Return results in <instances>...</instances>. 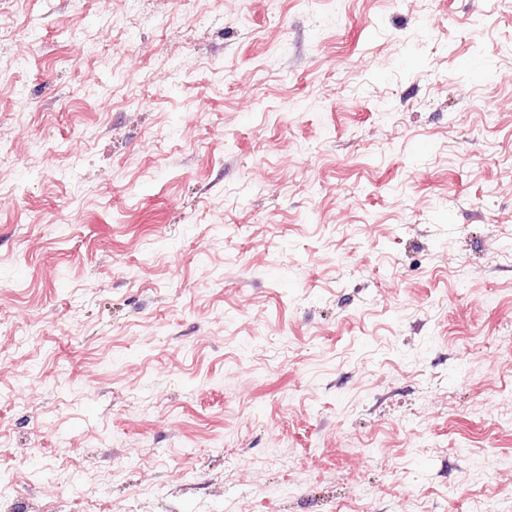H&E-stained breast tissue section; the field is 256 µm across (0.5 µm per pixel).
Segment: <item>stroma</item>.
I'll use <instances>...</instances> for the list:
<instances>
[{
  "mask_svg": "<svg viewBox=\"0 0 512 512\" xmlns=\"http://www.w3.org/2000/svg\"><path fill=\"white\" fill-rule=\"evenodd\" d=\"M512 0H0L18 512H512Z\"/></svg>",
  "mask_w": 512,
  "mask_h": 512,
  "instance_id": "obj_1",
  "label": "stroma"
}]
</instances>
